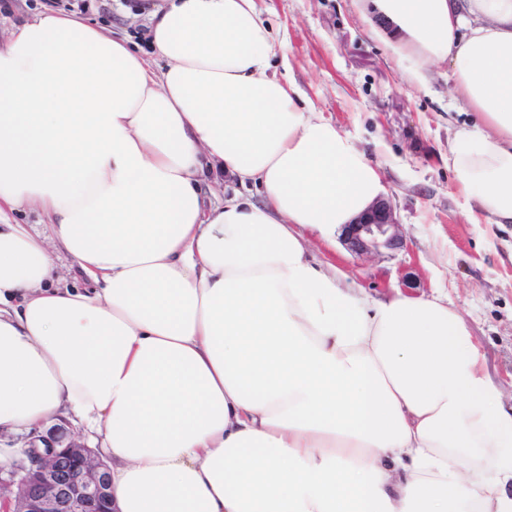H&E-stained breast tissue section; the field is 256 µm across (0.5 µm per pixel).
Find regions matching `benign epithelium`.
I'll list each match as a JSON object with an SVG mask.
<instances>
[{
	"label": "benign epithelium",
	"mask_w": 512,
	"mask_h": 512,
	"mask_svg": "<svg viewBox=\"0 0 512 512\" xmlns=\"http://www.w3.org/2000/svg\"><path fill=\"white\" fill-rule=\"evenodd\" d=\"M347 249L363 256L402 245L390 199L381 197L344 226ZM26 461L0 478L5 512H114L109 468L63 420L28 439Z\"/></svg>",
	"instance_id": "obj_1"
}]
</instances>
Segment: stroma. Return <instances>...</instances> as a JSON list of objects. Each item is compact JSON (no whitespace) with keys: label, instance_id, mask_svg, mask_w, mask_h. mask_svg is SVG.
<instances>
[{"label":"stroma","instance_id":"stroma-1","mask_svg":"<svg viewBox=\"0 0 512 512\" xmlns=\"http://www.w3.org/2000/svg\"><path fill=\"white\" fill-rule=\"evenodd\" d=\"M156 0H0V32L47 10H64L143 42ZM283 41L287 71L326 118L382 166L402 249L364 256L341 237L310 235L312 249L375 295L439 288L465 320L489 379L512 404V224L471 223L448 166L463 118L448 110V64L429 67L426 87L408 86L371 40L350 0H258Z\"/></svg>","mask_w":512,"mask_h":512}]
</instances>
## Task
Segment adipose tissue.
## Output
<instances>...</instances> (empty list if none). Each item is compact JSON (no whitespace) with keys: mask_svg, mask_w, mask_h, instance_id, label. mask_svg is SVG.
Segmentation results:
<instances>
[{"mask_svg":"<svg viewBox=\"0 0 512 512\" xmlns=\"http://www.w3.org/2000/svg\"><path fill=\"white\" fill-rule=\"evenodd\" d=\"M352 6L410 86L449 62L478 117L457 189L512 224V0ZM149 18L158 69L64 11L0 38V430L78 420L117 512H512V408L447 295L373 296L310 247L385 186L274 72L257 0ZM32 207L48 234L10 223ZM58 276L63 283H67L77 288H91L92 285L83 280L77 273L71 259L62 253L54 252L52 255Z\"/></svg>","mask_w":512,"mask_h":512,"instance_id":"obj_1","label":"adipose tissue"}]
</instances>
